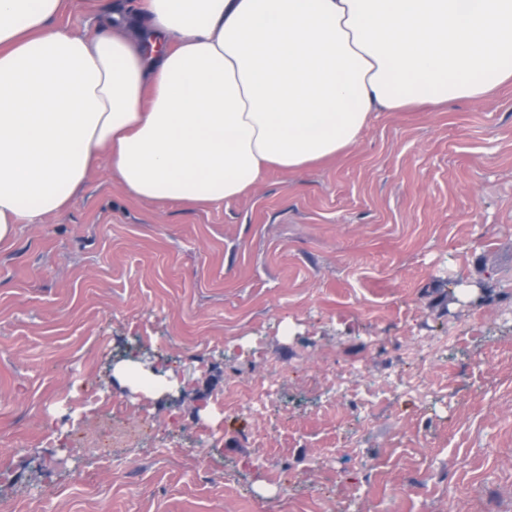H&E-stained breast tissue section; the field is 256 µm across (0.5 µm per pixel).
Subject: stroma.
<instances>
[{"instance_id": "stroma-1", "label": "stroma", "mask_w": 512, "mask_h": 512, "mask_svg": "<svg viewBox=\"0 0 512 512\" xmlns=\"http://www.w3.org/2000/svg\"><path fill=\"white\" fill-rule=\"evenodd\" d=\"M128 5L60 20L93 35ZM126 355L175 370L178 398L122 388ZM0 469L11 512H512V84L373 113L349 152L218 206L103 166L18 225Z\"/></svg>"}]
</instances>
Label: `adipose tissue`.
<instances>
[{
    "label": "adipose tissue",
    "instance_id": "ef3b65f1",
    "mask_svg": "<svg viewBox=\"0 0 512 512\" xmlns=\"http://www.w3.org/2000/svg\"><path fill=\"white\" fill-rule=\"evenodd\" d=\"M64 0H0V242L100 162L133 196L217 205L354 147L372 113L512 81V0H141L89 40Z\"/></svg>",
    "mask_w": 512,
    "mask_h": 512
}]
</instances>
